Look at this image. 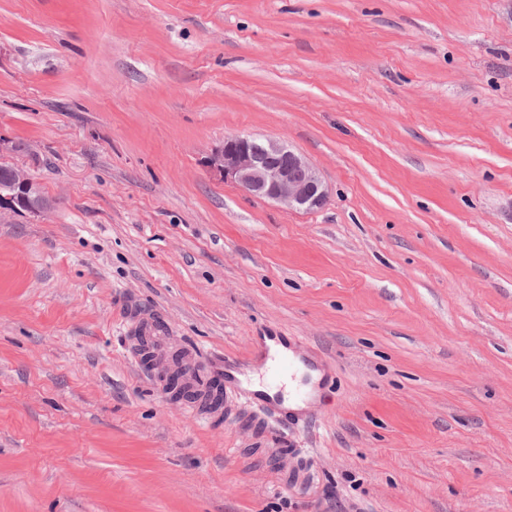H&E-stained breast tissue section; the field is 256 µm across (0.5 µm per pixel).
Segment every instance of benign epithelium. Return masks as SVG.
I'll return each mask as SVG.
<instances>
[{
	"label": "benign epithelium",
	"instance_id": "obj_1",
	"mask_svg": "<svg viewBox=\"0 0 512 512\" xmlns=\"http://www.w3.org/2000/svg\"><path fill=\"white\" fill-rule=\"evenodd\" d=\"M206 166L249 195L290 210L313 211L328 201V188L317 170L303 156L276 141L258 142L242 135L227 137L212 150ZM11 168L14 185L21 189L19 213L37 219L45 216L55 207L54 200L42 195L26 167L13 163Z\"/></svg>",
	"mask_w": 512,
	"mask_h": 512
}]
</instances>
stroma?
<instances>
[{"label": "stroma", "instance_id": "obj_1", "mask_svg": "<svg viewBox=\"0 0 512 512\" xmlns=\"http://www.w3.org/2000/svg\"><path fill=\"white\" fill-rule=\"evenodd\" d=\"M276 139L296 213L212 176ZM0 512H512V0H0ZM301 339L319 404L136 362ZM249 136H232L206 159L209 170L249 195L289 210L313 211L326 205L328 188L317 170L284 145ZM13 152L12 141L0 137V161L11 164L14 185L22 190V209L16 211L24 216L41 218L55 207V202L42 195L26 167L9 162Z\"/></svg>", "mask_w": 512, "mask_h": 512}]
</instances>
